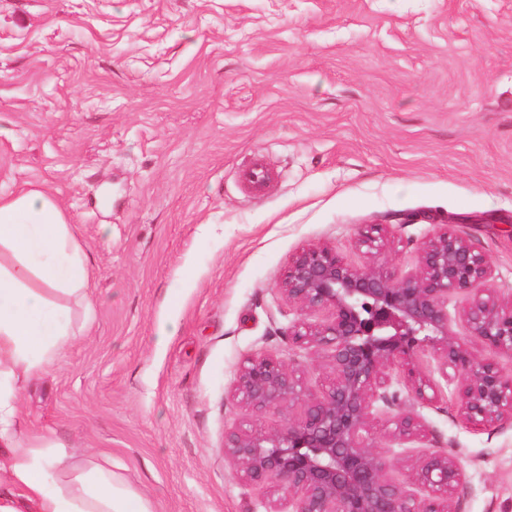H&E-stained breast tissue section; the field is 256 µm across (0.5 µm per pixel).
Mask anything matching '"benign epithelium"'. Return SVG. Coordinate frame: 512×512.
Segmentation results:
<instances>
[{"label":"benign epithelium","instance_id":"7a95c632","mask_svg":"<svg viewBox=\"0 0 512 512\" xmlns=\"http://www.w3.org/2000/svg\"><path fill=\"white\" fill-rule=\"evenodd\" d=\"M369 262L354 266L323 245L302 249L288 263L281 292L300 313L288 328L295 345L324 353L332 379L308 397L296 373L261 355L239 367L233 397L257 412L285 405L298 414L274 428L231 430L224 455L247 485L263 489L265 512H455L464 481L458 459L443 449L416 458L406 478L372 445L377 403L389 404L393 382L422 403L436 400L442 385L454 389L459 413L472 426L512 420V375L495 357L512 358V300L494 288L487 257L445 229L422 245L418 268L397 276L379 261V230L359 236ZM472 293L463 318L474 353L451 328L448 300ZM389 430L401 445L426 439L424 425L402 412Z\"/></svg>","mask_w":512,"mask_h":512}]
</instances>
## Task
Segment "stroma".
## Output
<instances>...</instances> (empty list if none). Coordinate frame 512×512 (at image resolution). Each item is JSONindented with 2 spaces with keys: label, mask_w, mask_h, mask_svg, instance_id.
<instances>
[{
  "label": "stroma",
  "mask_w": 512,
  "mask_h": 512,
  "mask_svg": "<svg viewBox=\"0 0 512 512\" xmlns=\"http://www.w3.org/2000/svg\"><path fill=\"white\" fill-rule=\"evenodd\" d=\"M256 157L259 195L240 180ZM27 184L75 224L92 287L19 395L23 446L109 467L153 512H263L224 436L288 420L233 398L246 357L310 395L329 382L286 333L299 251L361 266L377 226L403 276L447 228L512 294V0H0V194ZM391 391L374 444L396 474L443 448L456 512H512V422ZM402 411L424 442L391 446Z\"/></svg>",
  "instance_id": "stroma-1"
}]
</instances>
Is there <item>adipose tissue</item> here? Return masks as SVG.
<instances>
[{"label": "adipose tissue", "instance_id": "adipose-tissue-1", "mask_svg": "<svg viewBox=\"0 0 512 512\" xmlns=\"http://www.w3.org/2000/svg\"><path fill=\"white\" fill-rule=\"evenodd\" d=\"M0 512H151L102 465L76 469L65 449L20 444L19 391L47 372L74 332L64 296L87 298L90 273L74 225L46 191L0 196Z\"/></svg>", "mask_w": 512, "mask_h": 512}]
</instances>
